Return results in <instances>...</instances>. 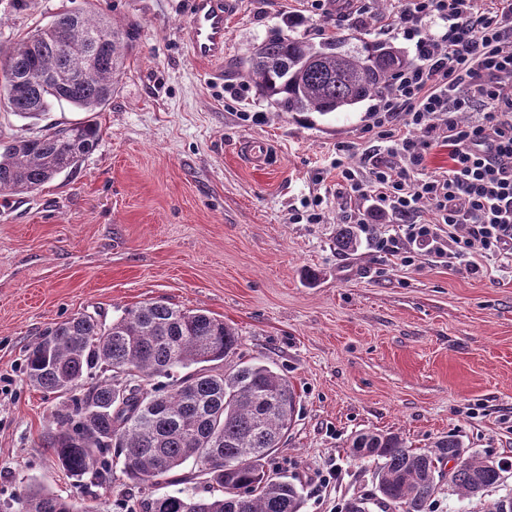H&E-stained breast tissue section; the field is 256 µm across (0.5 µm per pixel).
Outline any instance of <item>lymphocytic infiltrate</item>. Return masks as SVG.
Segmentation results:
<instances>
[{"label":"lymphocytic infiltrate","mask_w":512,"mask_h":512,"mask_svg":"<svg viewBox=\"0 0 512 512\" xmlns=\"http://www.w3.org/2000/svg\"><path fill=\"white\" fill-rule=\"evenodd\" d=\"M388 27L415 60L381 92L369 148L336 147L344 223L406 266L422 252L472 272L476 254L512 259V0H395ZM439 144L451 164L428 171ZM390 213L405 222L387 234L375 222Z\"/></svg>","instance_id":"obj_1"}]
</instances>
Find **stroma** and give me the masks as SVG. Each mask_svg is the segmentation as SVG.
I'll use <instances>...</instances> for the list:
<instances>
[{
	"mask_svg": "<svg viewBox=\"0 0 512 512\" xmlns=\"http://www.w3.org/2000/svg\"><path fill=\"white\" fill-rule=\"evenodd\" d=\"M89 1L140 27L111 104L59 103L38 121L0 104V139L55 123L102 131L75 170L0 196V504L23 479L82 494L41 446L58 401L26 382L27 349L71 314L108 321L159 299L224 319L244 359L288 377L295 423L271 466L301 485L303 512L358 496L389 512L372 463L351 454L366 430L417 451L454 434L464 453L508 462L484 498L445 487L433 512L512 497V262L483 259L472 273L428 256L405 267L367 240L337 250L343 201L330 162L338 144L359 142L374 100L327 116L278 112L234 69L277 30L314 43L344 34L353 50L364 38L403 47L379 28L390 0L342 27L308 0H235L217 63L186 50L191 0H0V65L35 26ZM246 140L268 142L266 166L242 157ZM315 193L324 223H291ZM332 466L336 483L319 487Z\"/></svg>",
	"mask_w": 512,
	"mask_h": 512,
	"instance_id": "stroma-1",
	"label": "stroma"
}]
</instances>
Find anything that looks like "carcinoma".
I'll return each instance as SVG.
<instances>
[{"label": "carcinoma", "instance_id": "1", "mask_svg": "<svg viewBox=\"0 0 512 512\" xmlns=\"http://www.w3.org/2000/svg\"><path fill=\"white\" fill-rule=\"evenodd\" d=\"M74 22L104 35L92 79L69 87L25 84L29 70L60 77L88 57V44L69 38ZM137 39L133 24L116 26L83 8L60 12L16 44L0 99L29 120L62 102L100 112L111 103ZM346 45L342 37L315 45L276 31L234 67L277 111L326 115L379 93L412 63L383 42L355 53ZM100 137V127L88 122L0 140V195L35 190L77 168ZM336 247L359 250L354 225H337ZM239 347V334L224 321L163 301L126 309L109 323L72 314L44 331L24 359L30 386L60 399L41 446L95 494L96 503L80 507L45 486L22 484L15 512H111L98 492L112 488L115 468L141 490L129 512H303L298 486L270 469L294 423L296 393L285 375L243 360ZM351 448L356 458L380 461L377 491L398 512H428L448 458L456 460L451 487L466 498L503 481L500 465L464 454L454 435L416 452L395 434L365 431ZM167 484L182 488L154 492Z\"/></svg>", "mask_w": 512, "mask_h": 512}]
</instances>
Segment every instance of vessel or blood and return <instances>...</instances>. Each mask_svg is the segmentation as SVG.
Wrapping results in <instances>:
<instances>
[{
	"label": "vessel or blood",
	"mask_w": 512,
	"mask_h": 512,
	"mask_svg": "<svg viewBox=\"0 0 512 512\" xmlns=\"http://www.w3.org/2000/svg\"><path fill=\"white\" fill-rule=\"evenodd\" d=\"M233 0H191L188 23V49L202 62H220L227 47V17Z\"/></svg>",
	"instance_id": "1"
}]
</instances>
